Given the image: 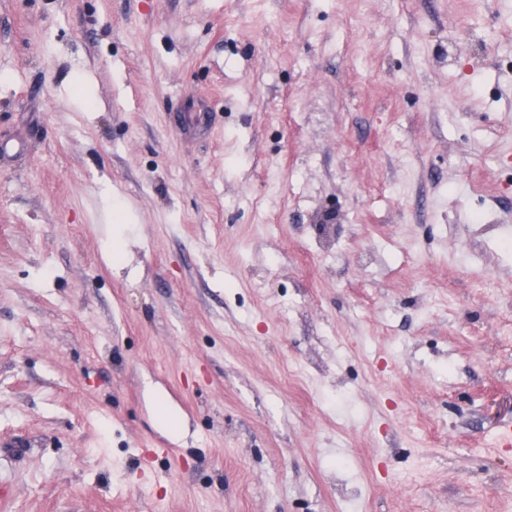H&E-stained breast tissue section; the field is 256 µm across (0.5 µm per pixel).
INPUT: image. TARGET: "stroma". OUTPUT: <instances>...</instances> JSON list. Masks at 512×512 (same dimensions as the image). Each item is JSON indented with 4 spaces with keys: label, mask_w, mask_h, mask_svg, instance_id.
<instances>
[{
    "label": "stroma",
    "mask_w": 512,
    "mask_h": 512,
    "mask_svg": "<svg viewBox=\"0 0 512 512\" xmlns=\"http://www.w3.org/2000/svg\"><path fill=\"white\" fill-rule=\"evenodd\" d=\"M2 144L0 512H512V0H0Z\"/></svg>",
    "instance_id": "obj_1"
}]
</instances>
